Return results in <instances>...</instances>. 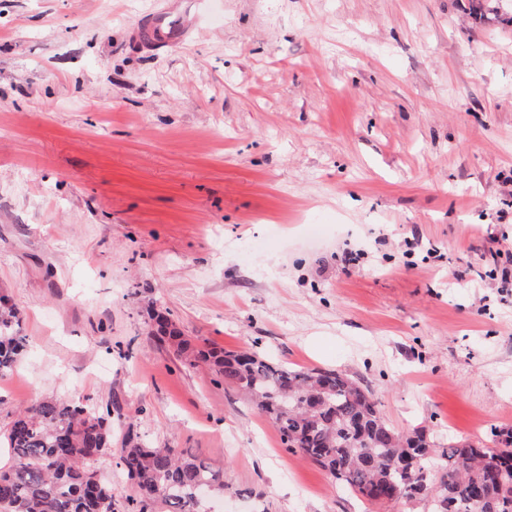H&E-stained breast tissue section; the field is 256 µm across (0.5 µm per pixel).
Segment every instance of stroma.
Listing matches in <instances>:
<instances>
[{"label": "stroma", "instance_id": "35a3bbf8", "mask_svg": "<svg viewBox=\"0 0 512 512\" xmlns=\"http://www.w3.org/2000/svg\"><path fill=\"white\" fill-rule=\"evenodd\" d=\"M171 10L188 32L133 34ZM512 0H0V293L57 397L224 478L216 512L373 504L149 334L342 371L401 432H512ZM150 319L153 321L151 334L155 338L175 347L177 355L185 356L186 359H190V364H192L191 358H193L194 361L198 358L191 348L190 342L182 336V333L166 315L153 311Z\"/></svg>", "mask_w": 512, "mask_h": 512}]
</instances>
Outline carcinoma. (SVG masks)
<instances>
[{"label":"carcinoma","instance_id":"obj_1","mask_svg":"<svg viewBox=\"0 0 512 512\" xmlns=\"http://www.w3.org/2000/svg\"><path fill=\"white\" fill-rule=\"evenodd\" d=\"M151 334L177 355L207 362L214 376L243 392L278 432L283 448L299 452L348 491L376 504L410 503L432 492L435 512H501L512 504V434L499 448L392 428L370 391L335 370L293 368L257 352L195 354L172 321L152 312ZM18 309L0 296V378L21 358ZM10 464L0 469V512H116L98 462L112 450L111 411L45 398L16 415L3 432ZM121 464L135 488L124 512H209L202 490L224 494V481L196 457L150 447L127 436Z\"/></svg>","mask_w":512,"mask_h":512}]
</instances>
